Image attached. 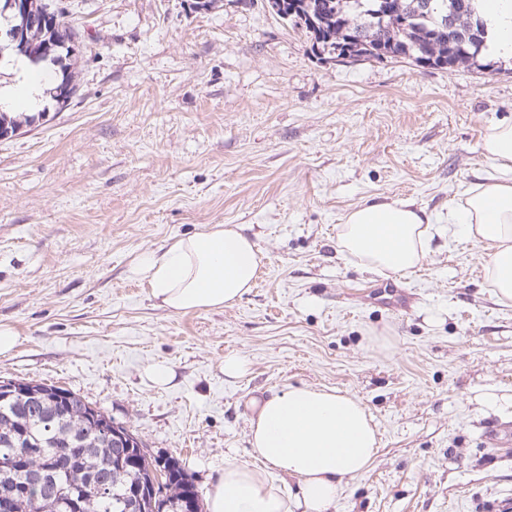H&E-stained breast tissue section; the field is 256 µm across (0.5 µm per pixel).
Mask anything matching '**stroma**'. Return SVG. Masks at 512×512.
Returning <instances> with one entry per match:
<instances>
[{"label":"stroma","instance_id":"35a3bbf8","mask_svg":"<svg viewBox=\"0 0 512 512\" xmlns=\"http://www.w3.org/2000/svg\"><path fill=\"white\" fill-rule=\"evenodd\" d=\"M81 35L77 92L0 139V381L70 389L179 460L202 495L225 457L253 465L252 399L289 385L358 398L379 432L334 512H500L512 495V301L486 244L434 235L405 275L365 270L336 234L366 200L447 216L492 174L512 64L423 69L317 59L264 0H56ZM213 224L257 245L233 305L158 308L140 257ZM382 280L405 309L367 294ZM249 363L238 379L224 357ZM173 368L165 387L149 365Z\"/></svg>","mask_w":512,"mask_h":512}]
</instances>
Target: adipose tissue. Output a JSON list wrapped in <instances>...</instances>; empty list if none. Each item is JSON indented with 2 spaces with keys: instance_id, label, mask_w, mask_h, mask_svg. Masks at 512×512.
Returning a JSON list of instances; mask_svg holds the SVG:
<instances>
[{
  "instance_id": "ef3b65f1",
  "label": "adipose tissue",
  "mask_w": 512,
  "mask_h": 512,
  "mask_svg": "<svg viewBox=\"0 0 512 512\" xmlns=\"http://www.w3.org/2000/svg\"><path fill=\"white\" fill-rule=\"evenodd\" d=\"M487 53L512 59V0H473ZM15 83L0 86V110L23 100L38 112L51 102L56 65L11 56L0 62ZM480 149L498 173L450 209L455 231L489 246L488 271L498 298L512 301V122L493 127ZM436 217L405 199H373L351 210L337 234L342 252L367 269L403 274L420 267ZM259 251L237 225L216 224L177 239L140 263L159 307L173 313L229 306L255 285ZM255 466L228 458L208 498V512H332L344 479L364 473L379 448L370 414L355 397L330 388L290 386L258 402L249 420ZM297 479L284 496L272 475Z\"/></svg>"
}]
</instances>
